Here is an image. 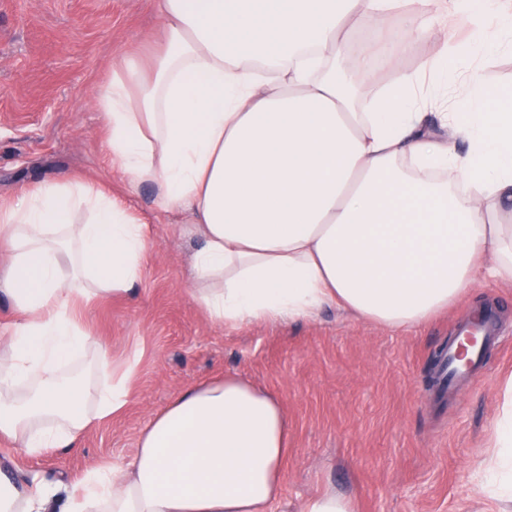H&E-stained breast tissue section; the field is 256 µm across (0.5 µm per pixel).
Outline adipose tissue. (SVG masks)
Returning <instances> with one entry per match:
<instances>
[{
    "label": "adipose tissue",
    "mask_w": 512,
    "mask_h": 512,
    "mask_svg": "<svg viewBox=\"0 0 512 512\" xmlns=\"http://www.w3.org/2000/svg\"><path fill=\"white\" fill-rule=\"evenodd\" d=\"M429 4L433 22L474 20L469 39L438 50L435 80L484 49L512 48V0L495 28L475 21V0H160L163 50L103 84L95 105L111 161L153 185L160 208L187 215L202 240L191 294L214 322L311 320L333 305L405 330L479 278L512 281V225L498 221L512 204V110L490 111L470 76L460 111L430 125L424 80L405 72L359 112L334 61L350 19ZM146 248L120 202L76 180L0 202V295L18 316L0 363V435L17 454L76 447L125 405L134 364L112 368L78 312L135 295ZM88 351L93 371L74 381L67 369ZM287 452L278 396L227 375L155 413L125 464L73 482L0 466V512H269ZM478 480L512 498V376Z\"/></svg>",
    "instance_id": "obj_1"
}]
</instances>
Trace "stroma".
<instances>
[{
  "mask_svg": "<svg viewBox=\"0 0 512 512\" xmlns=\"http://www.w3.org/2000/svg\"><path fill=\"white\" fill-rule=\"evenodd\" d=\"M407 14L376 24L351 22L353 41L390 32L397 46L385 69L347 73L359 102L407 71L426 69L445 39L406 42ZM165 39L158 0H0V199L76 178L122 201L144 226L147 249L134 297L107 296L82 311L86 330L114 368L137 357L125 406L93 426L77 447L30 458L0 438V463L22 474L73 481L102 462H128L154 413L192 384L227 374L278 395L290 423L284 484L275 512H300L332 489L358 512H512V500L477 488L488 429L500 413V388L512 375V282L481 280L448 311L409 330L352 318L336 306L313 321L214 323L187 290L200 240L188 218L160 208L151 185L129 184L110 163L107 123L92 98L113 68L149 62ZM489 106L512 100V50L473 64ZM496 308L502 331L482 375L454 399L438 401L428 381L432 354L457 318Z\"/></svg>",
  "mask_w": 512,
  "mask_h": 512,
  "instance_id": "stroma-1",
  "label": "stroma"
}]
</instances>
